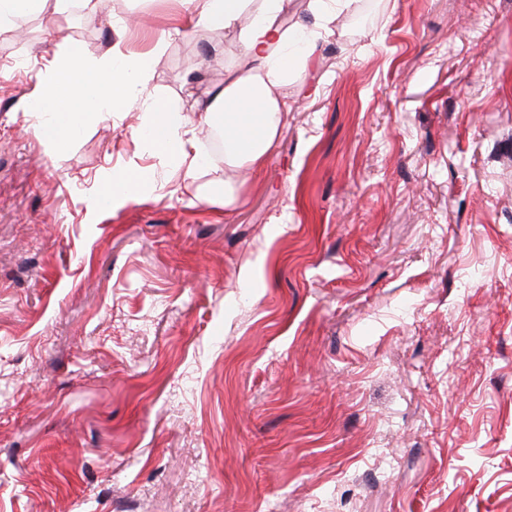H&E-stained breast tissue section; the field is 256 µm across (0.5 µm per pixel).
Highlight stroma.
Listing matches in <instances>:
<instances>
[{"instance_id": "35a3bbf8", "label": "stroma", "mask_w": 512, "mask_h": 512, "mask_svg": "<svg viewBox=\"0 0 512 512\" xmlns=\"http://www.w3.org/2000/svg\"><path fill=\"white\" fill-rule=\"evenodd\" d=\"M184 13L0 32V512H512V0H352L252 174L198 110L238 34ZM64 39L154 52L194 173L136 105L44 135Z\"/></svg>"}]
</instances>
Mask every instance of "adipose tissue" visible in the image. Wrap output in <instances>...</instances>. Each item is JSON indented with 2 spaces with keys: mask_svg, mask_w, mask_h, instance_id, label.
<instances>
[{
  "mask_svg": "<svg viewBox=\"0 0 512 512\" xmlns=\"http://www.w3.org/2000/svg\"><path fill=\"white\" fill-rule=\"evenodd\" d=\"M188 10L190 35L224 29L239 33L250 68L229 77L223 86L209 92L204 106L207 123L224 132V166L228 169L259 171L266 163L278 133L280 114L288 108L284 94L294 72H306L312 50L322 33L320 28L288 21V0H181ZM79 46L66 44L52 59L49 93L40 95L36 106L55 113L57 120L48 137L69 134L76 117L75 96H82L89 109L120 112L135 98L136 88L153 72L152 54H143L114 68L112 95L103 97L87 90L76 93L64 73L83 63ZM151 122L147 127L153 146L186 162L193 139L182 133L168 104L160 99L147 103Z\"/></svg>",
  "mask_w": 512,
  "mask_h": 512,
  "instance_id": "1",
  "label": "adipose tissue"
}]
</instances>
